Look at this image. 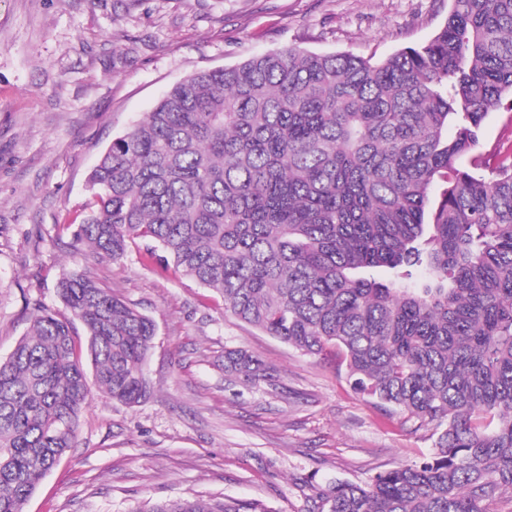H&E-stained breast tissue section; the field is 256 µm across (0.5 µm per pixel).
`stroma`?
<instances>
[{
	"label": "stroma",
	"instance_id": "35a3bbf8",
	"mask_svg": "<svg viewBox=\"0 0 512 512\" xmlns=\"http://www.w3.org/2000/svg\"><path fill=\"white\" fill-rule=\"evenodd\" d=\"M448 0H0V358L34 304L62 311L56 285L88 270L153 319L135 406L92 391L78 446L24 512H139L196 496L259 499L309 512L317 487L360 482L420 460L431 430L357 391L334 351L302 354L224 311L215 291L145 261L64 245L87 203L86 180L113 138L174 83L297 45L380 61L427 43ZM274 369L273 381L224 379L228 348Z\"/></svg>",
	"mask_w": 512,
	"mask_h": 512
}]
</instances>
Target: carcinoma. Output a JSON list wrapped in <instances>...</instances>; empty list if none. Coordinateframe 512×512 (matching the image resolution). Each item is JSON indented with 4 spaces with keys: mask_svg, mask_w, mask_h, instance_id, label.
<instances>
[{
    "mask_svg": "<svg viewBox=\"0 0 512 512\" xmlns=\"http://www.w3.org/2000/svg\"><path fill=\"white\" fill-rule=\"evenodd\" d=\"M418 48L381 62L300 47L198 72L112 140L70 245L123 260L129 243L224 298V310L308 355L335 348L354 387L415 433L421 462L336 480L316 512H498L512 501V0H449ZM453 136H448V127ZM71 314L33 309L0 359V512L70 449L94 386L132 406L149 389L148 316L85 270L57 283ZM224 373H271L242 348ZM143 512H270L256 500Z\"/></svg>",
    "mask_w": 512,
    "mask_h": 512,
    "instance_id": "carcinoma-1",
    "label": "carcinoma"
}]
</instances>
